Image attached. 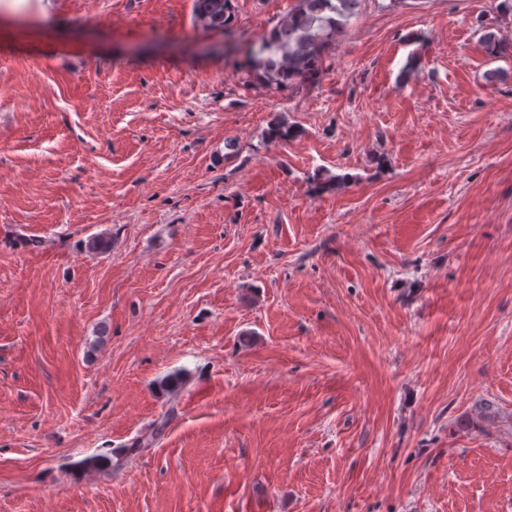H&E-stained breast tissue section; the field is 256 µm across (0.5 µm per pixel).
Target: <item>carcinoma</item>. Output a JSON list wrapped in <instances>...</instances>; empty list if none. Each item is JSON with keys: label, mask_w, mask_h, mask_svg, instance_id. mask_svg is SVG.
I'll return each instance as SVG.
<instances>
[{"label": "carcinoma", "mask_w": 512, "mask_h": 512, "mask_svg": "<svg viewBox=\"0 0 512 512\" xmlns=\"http://www.w3.org/2000/svg\"><path fill=\"white\" fill-rule=\"evenodd\" d=\"M362 0H298L297 7L251 47L246 68L251 79L276 90L318 82L331 66L329 50L339 30L359 14ZM194 22L207 30L227 31L235 23L233 0H194ZM284 114L274 116L269 141L296 136Z\"/></svg>", "instance_id": "carcinoma-1"}]
</instances>
